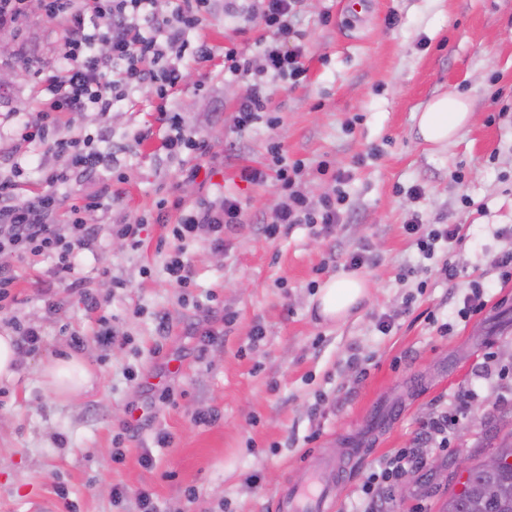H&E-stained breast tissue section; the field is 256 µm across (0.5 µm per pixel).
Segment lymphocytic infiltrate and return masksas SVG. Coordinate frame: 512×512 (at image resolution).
<instances>
[{"label": "lymphocytic infiltrate", "instance_id": "f902f5d3", "mask_svg": "<svg viewBox=\"0 0 512 512\" xmlns=\"http://www.w3.org/2000/svg\"><path fill=\"white\" fill-rule=\"evenodd\" d=\"M299 0H258L264 23L274 36L273 45L264 51L263 70L254 69L250 59L227 50L224 68L233 77L251 83L250 94L237 107L234 124L245 130L268 108L265 91L266 76H302L300 51L294 41L300 33L296 27ZM210 0H178L171 15L158 17L155 0H42L46 18L65 17L68 21L64 48L55 75L46 81L48 94L44 109L22 113L19 120L20 138L45 145L48 154L68 159L67 169L51 166L40 169L44 193L35 200L18 203L14 200L15 183L8 174H0V255H44L53 258L54 279L71 292L79 294L88 311L100 308L97 296L88 291L77 269L84 252L98 244L96 225L74 220L65 225L48 221L50 211L61 206V192L72 175L88 176L107 166L108 159L76 136L52 132L53 115L69 113L72 117L93 111L111 112L115 103L130 93L147 87L155 88L160 98L179 87L183 80L182 62L193 56L200 63L209 61L212 52L203 42L190 44L188 34L201 22ZM161 62L159 70L145 68L144 60ZM300 163L282 165L278 170L280 188L288 196L287 205L265 226L267 235L287 233L294 225H320L323 232H332L342 223V195L328 193L317 202L308 199L295 188ZM242 221L238 199L226 196L220 204H200L185 207L178 224L174 225L168 243L170 259L166 271L178 287L192 281V266L185 246L200 231H207L214 249L224 247L226 231ZM415 236L424 257H431L436 245L459 242L460 225L427 224L412 218L404 226ZM423 459L414 449H404L387 461L381 473L370 474L362 485L366 498L364 512H390L389 500L394 485L409 471L421 468Z\"/></svg>", "mask_w": 512, "mask_h": 512}]
</instances>
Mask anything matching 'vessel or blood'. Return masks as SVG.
Segmentation results:
<instances>
[{
  "mask_svg": "<svg viewBox=\"0 0 512 512\" xmlns=\"http://www.w3.org/2000/svg\"><path fill=\"white\" fill-rule=\"evenodd\" d=\"M342 461L328 459L319 472L301 477L278 491L273 512H330Z\"/></svg>",
  "mask_w": 512,
  "mask_h": 512,
  "instance_id": "1",
  "label": "vessel or blood"
}]
</instances>
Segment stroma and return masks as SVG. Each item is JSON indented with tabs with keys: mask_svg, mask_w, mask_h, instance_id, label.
Instances as JSON below:
<instances>
[{
	"mask_svg": "<svg viewBox=\"0 0 512 512\" xmlns=\"http://www.w3.org/2000/svg\"><path fill=\"white\" fill-rule=\"evenodd\" d=\"M224 5L212 0L188 35L209 45L210 61L185 57L186 78L168 97L210 147L196 180L185 179L184 157L165 147L170 131L155 90L128 95L108 115L58 124L117 158L115 168L78 178L52 216L70 223L77 205L98 224L101 242L84 254L79 275L102 312L57 286L51 260L6 258L18 302L0 313V333L17 319L43 338L23 354L20 380L0 382V512H138L143 489L161 512H271L276 491L323 458L346 457L355 439L365 448L336 480L335 512H362L365 478L444 413L447 448L420 449L424 467L404 477L393 501L395 512H443L466 479L460 460L484 457L496 432L512 431V281L495 265L512 248L497 234L512 226V0H366L353 13L343 0H300L306 72L270 81L268 118L242 132L232 117L251 85L225 75L224 51L258 66L273 35L251 0H238L236 16ZM63 36V22L47 19L37 0L0 29L11 46L0 56L9 74L0 86V167L14 170L22 201L43 191L40 163L66 164L39 142L20 141L14 119L41 108L42 78L56 67ZM448 93L468 100L472 121L449 143H426L418 115ZM146 128L149 138L135 143ZM274 143L287 162L302 161L296 186L310 200L333 191L332 172L350 171L345 223L328 234L301 224L265 236L263 225L288 201ZM245 166L265 170L267 181L242 180ZM227 194L240 200L243 223L226 233L224 250L204 233L189 242L193 279L177 287L161 239L183 206ZM94 200L102 209L91 208ZM415 214L462 225L463 241L424 258L404 229ZM124 220L141 223L139 249L110 237V225ZM364 247L373 257L358 270L368 299L346 320L320 322L315 284L337 274V253ZM446 259L457 267L450 282L434 272ZM416 265L431 268L428 282L401 276ZM106 269L122 287L109 286ZM476 288L486 306L463 317ZM51 301L59 305L52 315ZM102 314L118 333L108 348L97 337ZM384 316L394 320L387 334L378 328ZM257 325L264 336L255 343ZM197 326L216 334L207 351ZM76 337L96 387L65 400L44 385L40 365ZM209 413L216 421L197 423ZM160 434L169 445L157 444ZM118 443L120 464L112 461ZM146 449L150 467L140 462ZM116 485L128 490L119 504Z\"/></svg>",
	"mask_w": 512,
	"mask_h": 512,
	"instance_id": "35a3bbf8",
	"label": "stroma"
}]
</instances>
